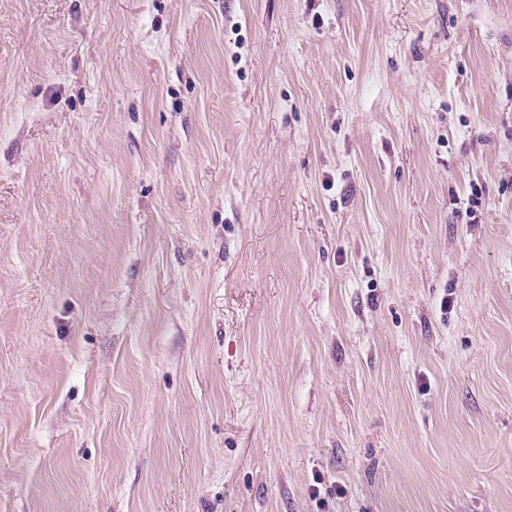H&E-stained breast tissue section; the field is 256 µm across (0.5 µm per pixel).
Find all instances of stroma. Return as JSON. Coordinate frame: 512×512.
I'll return each mask as SVG.
<instances>
[{
    "mask_svg": "<svg viewBox=\"0 0 512 512\" xmlns=\"http://www.w3.org/2000/svg\"><path fill=\"white\" fill-rule=\"evenodd\" d=\"M0 512H512V0H0Z\"/></svg>",
    "mask_w": 512,
    "mask_h": 512,
    "instance_id": "stroma-1",
    "label": "stroma"
}]
</instances>
